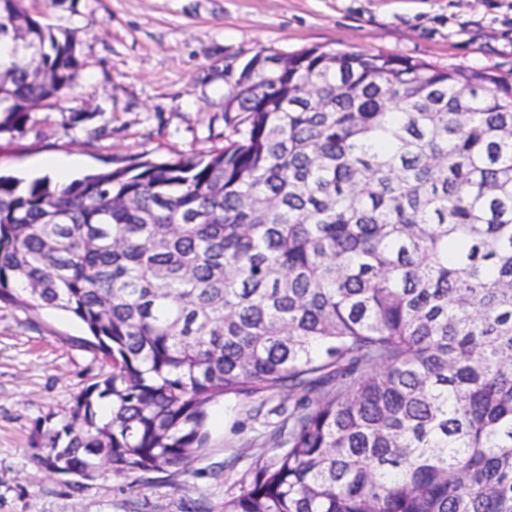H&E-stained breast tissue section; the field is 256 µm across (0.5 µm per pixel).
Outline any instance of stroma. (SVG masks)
<instances>
[{"mask_svg": "<svg viewBox=\"0 0 512 512\" xmlns=\"http://www.w3.org/2000/svg\"><path fill=\"white\" fill-rule=\"evenodd\" d=\"M42 24L75 31L81 62L66 95L0 135V176L45 178L40 162L69 160V179L145 156L223 147L228 75L259 48L388 53L512 78V0H25ZM78 123H71L72 114ZM86 327L57 310L0 304V512H221L299 394L228 396L208 410L206 448L188 472L107 475L75 484L42 470L36 419L65 415L100 380Z\"/></svg>", "mask_w": 512, "mask_h": 512, "instance_id": "obj_1", "label": "stroma"}]
</instances>
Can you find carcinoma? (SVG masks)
<instances>
[{"mask_svg": "<svg viewBox=\"0 0 512 512\" xmlns=\"http://www.w3.org/2000/svg\"><path fill=\"white\" fill-rule=\"evenodd\" d=\"M76 35L0 0V134L71 89ZM260 50L232 134L59 187L0 176V302L68 312L109 373L38 465L186 468L220 397L310 395L223 512H512V81Z\"/></svg>", "mask_w": 512, "mask_h": 512, "instance_id": "carcinoma-1", "label": "carcinoma"}]
</instances>
